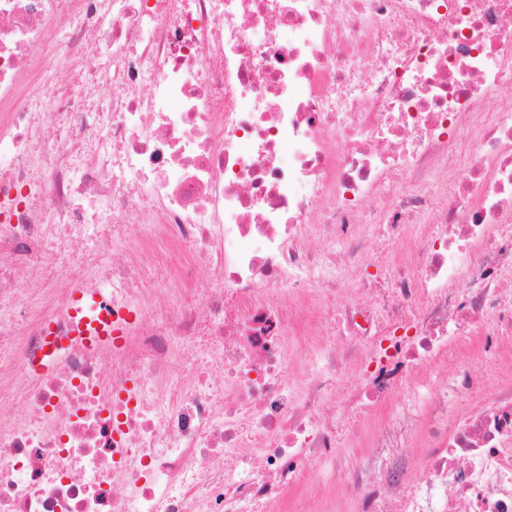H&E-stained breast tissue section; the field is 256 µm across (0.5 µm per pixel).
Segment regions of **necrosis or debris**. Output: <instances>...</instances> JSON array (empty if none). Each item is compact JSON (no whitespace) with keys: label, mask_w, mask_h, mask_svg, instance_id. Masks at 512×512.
Masks as SVG:
<instances>
[{"label":"necrosis or debris","mask_w":512,"mask_h":512,"mask_svg":"<svg viewBox=\"0 0 512 512\" xmlns=\"http://www.w3.org/2000/svg\"><path fill=\"white\" fill-rule=\"evenodd\" d=\"M2 400L0 512H512V0H0ZM99 321L92 323L93 332L87 330L83 326L86 325L84 319L79 322L80 331L77 332L78 336H82L83 341L89 346L99 345H112V315L104 314L98 315Z\"/></svg>","instance_id":"1"}]
</instances>
